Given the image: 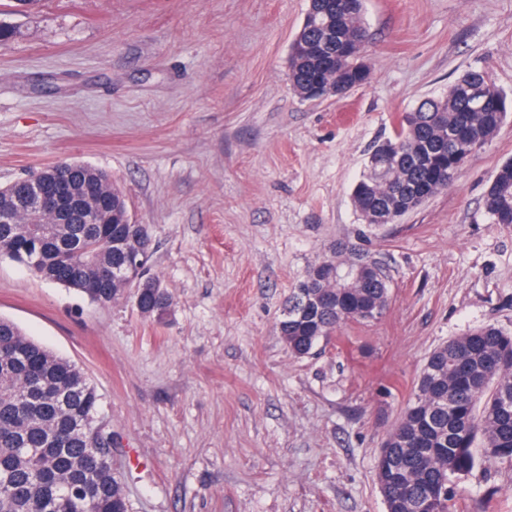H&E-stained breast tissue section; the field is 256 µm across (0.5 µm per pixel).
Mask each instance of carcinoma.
Segmentation results:
<instances>
[{
    "mask_svg": "<svg viewBox=\"0 0 512 512\" xmlns=\"http://www.w3.org/2000/svg\"><path fill=\"white\" fill-rule=\"evenodd\" d=\"M362 0H309L288 77L301 98H319L327 81L342 94L373 78L366 56L347 53L348 42L366 43ZM509 109L503 92L483 72L470 70L440 99H425L377 140L352 189L360 216L385 206L410 207L422 191L433 195L458 181L468 158L500 130ZM39 179L63 183L75 200L97 191L89 205L98 223L87 224L81 207L67 224H50L28 205L30 182L0 188V258L41 247L36 275L73 288L106 305L126 283L99 288L103 270L122 268L127 252L149 256L145 224L126 223L122 192L105 172L64 160L37 171ZM495 224H512V161L498 169L483 199ZM341 260L312 266L288 299L277 331L292 353H312L349 321L380 318L388 307L382 274L350 272L336 278ZM138 310L163 317L169 296L156 281L134 294ZM99 395L69 360L0 318V512H127L122 481L112 468V433L96 423ZM512 462V334L488 325L457 336L427 357L412 399L388 430L375 475L386 512H453L451 477L476 463Z\"/></svg>",
    "mask_w": 512,
    "mask_h": 512,
    "instance_id": "obj_1",
    "label": "carcinoma"
}]
</instances>
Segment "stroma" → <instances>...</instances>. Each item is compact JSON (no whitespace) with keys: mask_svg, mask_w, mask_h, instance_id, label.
<instances>
[{"mask_svg":"<svg viewBox=\"0 0 512 512\" xmlns=\"http://www.w3.org/2000/svg\"><path fill=\"white\" fill-rule=\"evenodd\" d=\"M308 0H40L5 15L0 186L60 160L106 171L152 236L163 320L0 259V317L100 395L129 512H386L387 430L429 353L512 332V225L483 196L512 113L457 184L395 224L351 192L375 141L465 71L512 98V0H364L372 81L304 100L288 80ZM377 262L389 305L291 353L276 325L308 269ZM455 512H512V464L453 476Z\"/></svg>","mask_w":512,"mask_h":512,"instance_id":"stroma-1","label":"stroma"}]
</instances>
